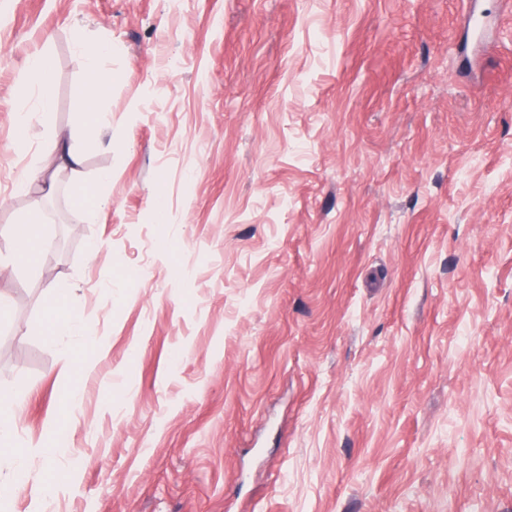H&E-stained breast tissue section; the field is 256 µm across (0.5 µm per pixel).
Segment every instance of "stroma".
I'll return each mask as SVG.
<instances>
[{"label":"stroma","mask_w":512,"mask_h":512,"mask_svg":"<svg viewBox=\"0 0 512 512\" xmlns=\"http://www.w3.org/2000/svg\"><path fill=\"white\" fill-rule=\"evenodd\" d=\"M481 7L476 51L464 0H0V252L36 209L52 244L0 272V393L16 445L68 442L0 512H512V0ZM52 129L86 182L15 193ZM77 45L84 56L86 72L85 80L79 86L78 94L93 102L101 95V89L105 85L101 77V60L106 53V48H90L81 41L77 42ZM31 80L26 99L31 106L23 108L18 113V124L21 128L30 127L34 120H39L48 114L53 107V98L46 83V58L34 55L29 61ZM74 333H79L83 336L88 344L95 342V336H93L91 329L77 316L64 315L56 317L54 322L55 336H70Z\"/></svg>","instance_id":"obj_1"}]
</instances>
